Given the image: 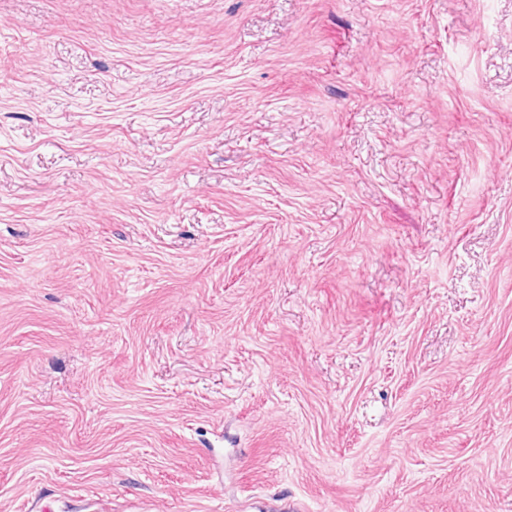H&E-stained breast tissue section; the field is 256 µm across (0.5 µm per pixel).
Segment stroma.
Listing matches in <instances>:
<instances>
[{"mask_svg":"<svg viewBox=\"0 0 512 512\" xmlns=\"http://www.w3.org/2000/svg\"><path fill=\"white\" fill-rule=\"evenodd\" d=\"M0 512H512V0H0Z\"/></svg>","mask_w":512,"mask_h":512,"instance_id":"35a3bbf8","label":"stroma"}]
</instances>
